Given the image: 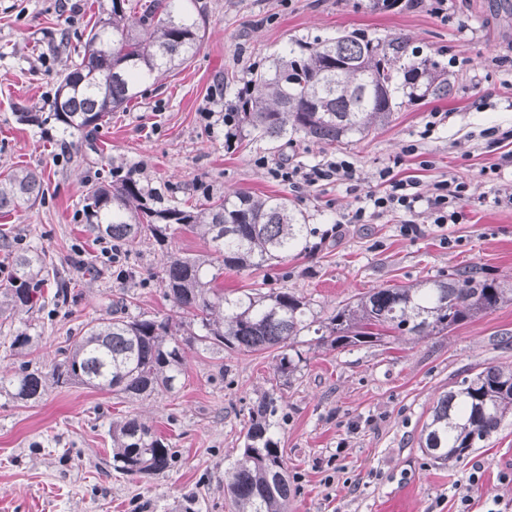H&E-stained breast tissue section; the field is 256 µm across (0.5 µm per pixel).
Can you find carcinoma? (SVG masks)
I'll return each mask as SVG.
<instances>
[{
    "instance_id": "cac0c4a2",
    "label": "carcinoma",
    "mask_w": 512,
    "mask_h": 512,
    "mask_svg": "<svg viewBox=\"0 0 512 512\" xmlns=\"http://www.w3.org/2000/svg\"><path fill=\"white\" fill-rule=\"evenodd\" d=\"M182 0H112L110 12L98 8L83 59L65 64L52 103L42 118L21 112V122L52 120L93 144L112 113L158 84L189 61L204 40L207 13L184 11ZM112 58V80L102 81L85 58ZM414 54L409 38L371 39L355 32L312 44L297 43L256 72L245 96L232 111L238 127L275 143L292 135L317 144L336 145L349 135H368L389 123L393 112L428 96L450 92L448 68ZM41 176L18 168L0 174V212L45 199ZM81 214L89 230L127 252L152 240L168 245L173 226L202 236L207 255L166 251L162 287L182 313L173 322L122 315L107 307L106 316L82 324L62 358L49 369L23 363L10 376L0 375V391L17 401L36 403L49 388L83 384L131 403L175 388L185 371L186 350L217 355L279 349L275 373L289 380L307 361V344L333 350L373 346L389 336L423 339L446 334L458 325L512 304V284L488 279L477 268L456 271L448 281L432 278L407 286L373 288L354 302L336 306L321 320L295 292L255 288L224 295L217 280L224 270L278 265L290 256L318 249L310 238L326 235L298 218L285 197L238 192L196 206L164 204L143 172L112 170L106 185H85ZM49 280L42 257L32 251L14 256L10 280L0 292L13 309L32 314L44 307L41 287ZM278 398L263 396L248 409V427L240 457L231 468L227 493L235 512H288L293 480L271 431ZM512 414V366L472 369L441 395L422 428L421 448L433 463L466 458L481 447ZM112 466L125 475L157 476L174 461L169 445L138 414L111 423Z\"/></svg>"
}]
</instances>
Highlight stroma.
<instances>
[{"mask_svg": "<svg viewBox=\"0 0 512 512\" xmlns=\"http://www.w3.org/2000/svg\"><path fill=\"white\" fill-rule=\"evenodd\" d=\"M90 2L0 0V173L28 167L46 184L44 201L0 217V283L14 253L25 250L57 272L38 313L19 314L0 301V374L25 361L50 364L81 324L118 299L132 317L179 319L160 285L158 248L142 243L120 267L105 266L82 221L85 182H110L116 165L143 170L175 206L237 190L288 197L323 230L342 223L313 254L254 273L225 271L232 297L265 280L304 296L324 318L369 289L471 265L512 283V205L501 200L512 191V166L495 180L484 173L512 151V142L492 141L512 130V0H448L444 20L429 5L410 8L404 0L385 11L372 0H205L208 25L195 57L113 113L96 134L97 154L58 123L16 119L24 108L49 112L66 59L84 51ZM354 30L408 37L421 54L448 64V98L402 107L383 129L344 145L297 137L276 149L240 136L226 146L224 114L254 70L285 46ZM63 38L64 56L54 50ZM406 144L417 152L398 167L399 177H417L426 190L450 177L469 183L463 223H426L414 238L400 236L394 215L350 223L374 174ZM336 156L353 163L356 180L292 188L271 174L282 164L305 171ZM81 258L100 267L99 277L85 274ZM20 331L32 338L22 350L4 338ZM275 356L272 349L221 358L188 351L177 392L136 405L77 384L50 389L35 404L0 393V512H182L190 495L198 512H235L224 491L228 471L243 446L247 409L274 378ZM489 365L512 366V304L422 341L312 349L280 389L285 419L274 428L296 488L288 512H455L453 488L472 473L479 476L473 512H487L497 494L512 500V483L502 481L512 475V416L450 466L433 464L419 446L438 397L466 369ZM131 410L173 448L171 470L140 478L113 469L108 425Z\"/></svg>", "mask_w": 512, "mask_h": 512, "instance_id": "obj_1", "label": "stroma"}]
</instances>
